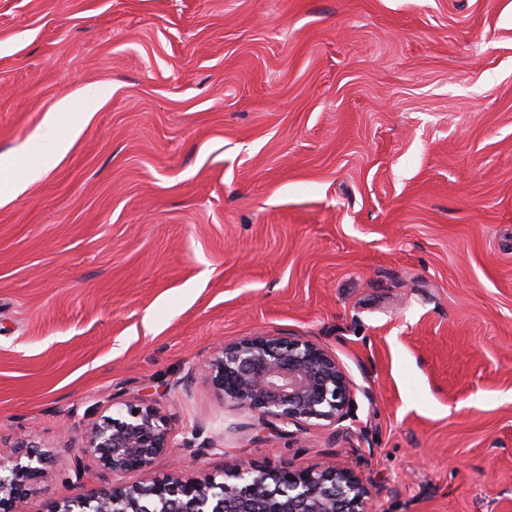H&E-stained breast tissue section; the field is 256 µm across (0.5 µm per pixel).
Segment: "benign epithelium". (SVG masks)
<instances>
[{
    "instance_id": "obj_1",
    "label": "benign epithelium",
    "mask_w": 512,
    "mask_h": 512,
    "mask_svg": "<svg viewBox=\"0 0 512 512\" xmlns=\"http://www.w3.org/2000/svg\"><path fill=\"white\" fill-rule=\"evenodd\" d=\"M210 380L222 400L264 423L286 428L311 421L339 424L355 408L356 386L326 347L299 337L251 336L219 347ZM23 454L0 450V512H27L30 487L44 474L32 436ZM171 428L154 404L127 406L118 418L88 424L80 451L90 453L112 482L88 487L75 469V493L47 512H365L367 487L330 462L316 469L260 468L242 462L215 476H184L194 451L173 462L161 480L128 484L119 477L170 453Z\"/></svg>"
}]
</instances>
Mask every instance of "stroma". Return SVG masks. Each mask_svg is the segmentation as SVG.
<instances>
[{
	"mask_svg": "<svg viewBox=\"0 0 512 512\" xmlns=\"http://www.w3.org/2000/svg\"><path fill=\"white\" fill-rule=\"evenodd\" d=\"M97 84L69 152L0 207V449L28 512L85 427L144 399L204 478L333 461L366 512H512V0H0V155ZM329 348L353 418L276 434L216 349ZM19 448H31L24 454L0 450V511L27 512L30 487L44 474L45 457L28 435Z\"/></svg>",
	"mask_w": 512,
	"mask_h": 512,
	"instance_id": "obj_1",
	"label": "stroma"
}]
</instances>
